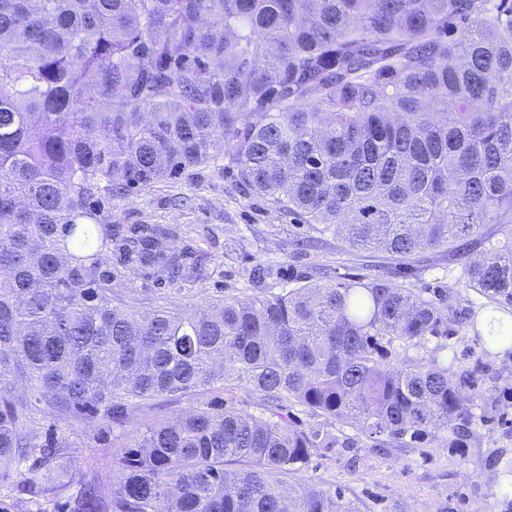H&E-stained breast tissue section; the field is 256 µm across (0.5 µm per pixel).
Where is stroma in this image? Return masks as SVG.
<instances>
[{
    "label": "stroma",
    "instance_id": "obj_1",
    "mask_svg": "<svg viewBox=\"0 0 512 512\" xmlns=\"http://www.w3.org/2000/svg\"><path fill=\"white\" fill-rule=\"evenodd\" d=\"M110 224H177L203 256V276L180 281L185 301L201 294L235 295L248 286V271L258 261L276 264L284 281L328 284L375 271L396 286L446 294L453 324L449 354L459 364H483L496 372L502 390L493 421H475L466 447L444 439L427 444L379 445L364 440L314 457L306 482L342 488L361 512H512V356L502 357L474 336L469 323L485 299L462 287L460 262L446 250L422 249L405 261L371 250L350 249L332 233L276 211L249 194L235 171L198 167L190 176L128 190L104 210ZM39 436L66 434L75 444L77 473L94 471L112 482V424L100 417L59 421L37 417Z\"/></svg>",
    "mask_w": 512,
    "mask_h": 512
}]
</instances>
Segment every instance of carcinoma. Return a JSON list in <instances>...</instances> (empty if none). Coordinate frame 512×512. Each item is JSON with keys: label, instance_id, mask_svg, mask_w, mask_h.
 Here are the masks:
<instances>
[{"label": "carcinoma", "instance_id": "1", "mask_svg": "<svg viewBox=\"0 0 512 512\" xmlns=\"http://www.w3.org/2000/svg\"><path fill=\"white\" fill-rule=\"evenodd\" d=\"M250 193L354 250L407 259L499 225L464 284L474 335H512V0H0V489L65 512H359L288 479L311 458L448 434L497 410L448 364L444 298L365 275L193 303L128 296L109 267L176 281L173 224L104 202L219 157ZM433 356L391 367L386 345ZM23 383L18 390L16 381ZM244 387L262 412L236 407ZM168 397L189 407L168 413ZM351 422L341 441L288 415ZM112 423V485L35 416Z\"/></svg>", "mask_w": 512, "mask_h": 512}]
</instances>
